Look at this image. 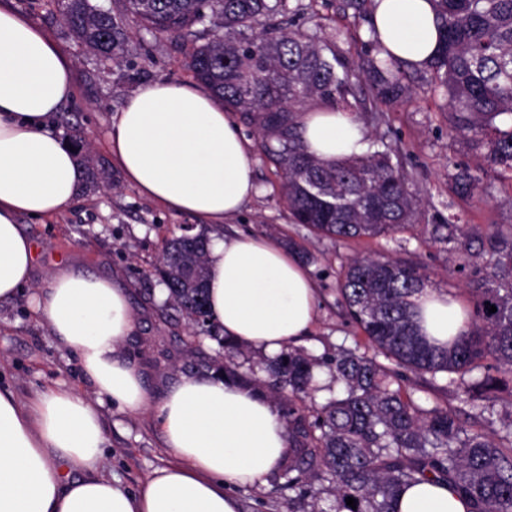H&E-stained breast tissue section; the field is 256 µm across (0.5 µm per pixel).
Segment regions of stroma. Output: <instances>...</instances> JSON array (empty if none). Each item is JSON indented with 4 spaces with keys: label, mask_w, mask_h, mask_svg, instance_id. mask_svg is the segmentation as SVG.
I'll list each match as a JSON object with an SVG mask.
<instances>
[{
    "label": "stroma",
    "mask_w": 512,
    "mask_h": 512,
    "mask_svg": "<svg viewBox=\"0 0 512 512\" xmlns=\"http://www.w3.org/2000/svg\"><path fill=\"white\" fill-rule=\"evenodd\" d=\"M340 3L308 0L305 13L295 24L304 30L321 27L358 66L369 56L365 45L368 24L342 10ZM0 4L42 29L71 58L77 93L56 113L53 127L66 143L77 144L78 154L104 163L108 174L94 187L80 180L76 202L59 216L21 218L23 232L37 246V262L29 284L11 301L0 303V388L11 390L24 403L57 383L92 395L78 355L63 347L33 311V294L50 278L56 262L65 259L128 288L137 327L124 340L121 351L139 369L150 396L160 399L170 386L192 375L198 352L214 357L219 348L208 339L193 342L184 321L165 308L166 295L153 273L166 240L179 234L181 225L190 223V216L168 212L142 197L111 164L105 142L113 116L139 88L160 80L192 82L184 66L186 49L179 41L132 25L123 60L104 64L74 40L48 0H0ZM406 73L411 101L390 110L389 124L370 122L365 129L368 140L385 134L401 145L405 167L413 172L415 189L423 200V224L436 216L455 215L474 235L486 233L494 224H512V179L486 180L480 200L449 191L452 165L475 170L484 167L485 161L450 136L446 101L429 90L427 74L411 67ZM239 127L255 146L257 193L237 216L224 223L223 232L228 236L264 234L282 242L292 236L314 255L310 274L317 288V319L310 333L301 338V348L317 356L330 355L339 344L361 340V332L336 306V274L341 263L356 255L380 252L427 267L435 273L434 287L448 291L464 309H471L467 274H447L448 251L431 245L421 227L335 243L292 224L280 193V175L258 150L255 127L244 119ZM103 421L108 443L99 473L118 478L128 491H139L146 475L167 460L164 435L153 412L130 414L112 407L104 410Z\"/></svg>",
    "instance_id": "1"
}]
</instances>
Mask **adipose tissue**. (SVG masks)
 <instances>
[{
    "mask_svg": "<svg viewBox=\"0 0 512 512\" xmlns=\"http://www.w3.org/2000/svg\"><path fill=\"white\" fill-rule=\"evenodd\" d=\"M383 46L420 68L436 52L430 0H375ZM72 63L40 28L0 7V301L29 283L36 245L18 219L69 208L80 178L76 155L50 128L75 94ZM308 151L324 162L360 154L355 113L318 107L301 115ZM106 150L125 180L176 214L205 220L211 237L207 291L213 320L238 345L274 355L310 332L317 292L302 263L278 241L222 237L218 228L256 194L251 149L233 113L208 90L155 82L114 117ZM421 332L447 343L467 328L448 293L415 299ZM35 312L74 350L93 387L86 397L59 385L29 405L0 389V512H239L237 490L259 487L289 452L274 404L237 380L182 379L152 402L139 372L119 356L135 329L125 289L58 266L35 294ZM135 414L155 406L170 456L140 490L97 472L107 437L102 410ZM445 482L404 488L396 512H469Z\"/></svg>",
    "mask_w": 512,
    "mask_h": 512,
    "instance_id": "ef3b65f1",
    "label": "adipose tissue"
}]
</instances>
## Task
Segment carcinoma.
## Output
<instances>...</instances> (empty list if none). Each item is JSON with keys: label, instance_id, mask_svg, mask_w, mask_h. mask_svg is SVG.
I'll return each instance as SVG.
<instances>
[{"label": "carcinoma", "instance_id": "obj_1", "mask_svg": "<svg viewBox=\"0 0 512 512\" xmlns=\"http://www.w3.org/2000/svg\"><path fill=\"white\" fill-rule=\"evenodd\" d=\"M78 43L101 62L121 58L131 20L155 36L192 43L186 67L227 112L240 113L261 134L263 151L282 171V192L293 223L330 240L375 238L416 223L422 200L398 146L325 164L310 154L301 133L302 104L316 99L338 112L352 96L357 113L409 100L403 61L377 39L367 61L369 91L357 88L352 66L324 33L290 29L300 7L291 0H52ZM439 47L425 70L446 98L448 130L487 167L457 165L448 186L474 195L489 173L512 174V0H430ZM431 242L454 244L448 273L470 272L473 322L445 346L420 333L414 297L430 282L422 266L361 255L340 273L336 306L363 333L365 344L317 357L289 348L261 355L270 381L245 366L248 352L220 335L211 321L206 283L209 241L181 234L165 248L160 282L166 304L224 349L213 373L269 395L288 432V457L275 473L288 502L302 512H395L399 492L432 478L464 494L474 512H512V414L496 438L475 429L493 406L476 401L512 379V224L468 236L457 224H433ZM496 312H488L490 306ZM493 364L487 365L485 361ZM342 388L311 409L320 372ZM460 376L457 389L470 410L422 406L404 382L417 379L432 395L445 393L438 375ZM352 497L356 507L346 504Z\"/></svg>", "mask_w": 512, "mask_h": 512}]
</instances>
